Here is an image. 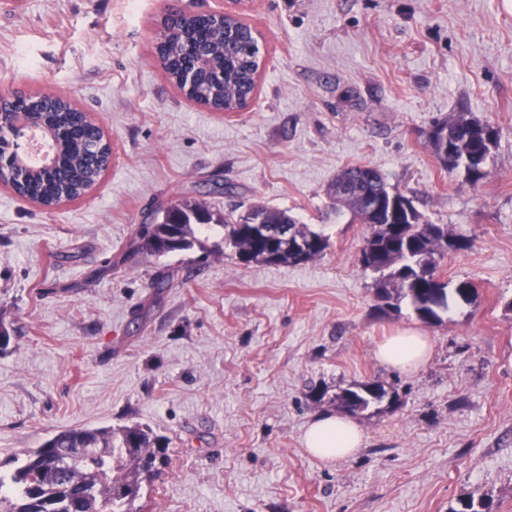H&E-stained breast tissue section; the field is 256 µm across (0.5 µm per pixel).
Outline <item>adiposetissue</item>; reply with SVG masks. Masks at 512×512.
I'll use <instances>...</instances> for the list:
<instances>
[{"label":"adipose tissue","instance_id":"obj_1","mask_svg":"<svg viewBox=\"0 0 512 512\" xmlns=\"http://www.w3.org/2000/svg\"><path fill=\"white\" fill-rule=\"evenodd\" d=\"M432 351L431 337L406 329L377 343L375 354L385 364L412 374L427 363ZM362 441L363 432L355 420L329 414L315 417L302 436V444L309 454L330 463L352 457Z\"/></svg>","mask_w":512,"mask_h":512}]
</instances>
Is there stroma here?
Wrapping results in <instances>:
<instances>
[{"label":"stroma","instance_id":"35a3bbf8","mask_svg":"<svg viewBox=\"0 0 512 512\" xmlns=\"http://www.w3.org/2000/svg\"><path fill=\"white\" fill-rule=\"evenodd\" d=\"M234 0H0V95L53 93L86 112L112 163L82 198L47 209L0 184V474L70 428L139 424L171 462L136 512H451L460 498L512 512V6L507 0H250L262 58L252 105L182 96L151 46L170 7ZM457 112L493 126L471 185L428 147ZM377 169L433 224L471 240L449 253L434 354L417 374L376 343L419 324L382 308L360 261L366 225L327 188ZM233 185L230 195L213 183ZM185 201L255 205L323 232L297 266L199 245L127 256L145 214ZM174 273L153 301L158 271ZM379 380L396 409L358 415L363 446L332 464L300 439L335 413L320 391Z\"/></svg>","mask_w":512,"mask_h":512}]
</instances>
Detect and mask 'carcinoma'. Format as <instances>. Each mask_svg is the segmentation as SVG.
<instances>
[{
	"label": "carcinoma",
	"mask_w": 512,
	"mask_h": 512,
	"mask_svg": "<svg viewBox=\"0 0 512 512\" xmlns=\"http://www.w3.org/2000/svg\"><path fill=\"white\" fill-rule=\"evenodd\" d=\"M169 81L189 100L216 111L245 108L253 98L261 59L254 30L239 17L224 13H190L172 8L153 43ZM477 121L466 113L433 125L429 145L449 170L465 165L467 180L476 185L486 172L490 149L475 145L471 131ZM69 129L63 140L50 141L48 163L31 164L23 181L10 188L40 205H59L83 197L110 165L109 146L100 129L81 110L61 96L45 95L36 108L35 129L56 133ZM330 195L348 208L354 219L371 227L364 240L361 263L375 275L377 297L398 311L408 302L425 323L442 321L426 303L432 278L448 252L466 250L471 241L446 224H431L412 200L391 189L375 169L343 168L330 186ZM224 228V243L244 261L298 265L321 256L329 239L301 224L286 211L255 206L239 216L217 220L203 206L185 202L147 214L128 245L127 254L160 255L194 248L195 229L211 222ZM292 231L312 242L295 258L284 240ZM349 415L380 412L399 405V394L379 380L354 383L329 397ZM70 457L76 464L52 473L50 455ZM166 445L138 424L118 429H66L38 449L9 478L0 476V505L4 512H132L143 483L167 464Z\"/></svg>",
	"instance_id": "cac0c4a2"
}]
</instances>
